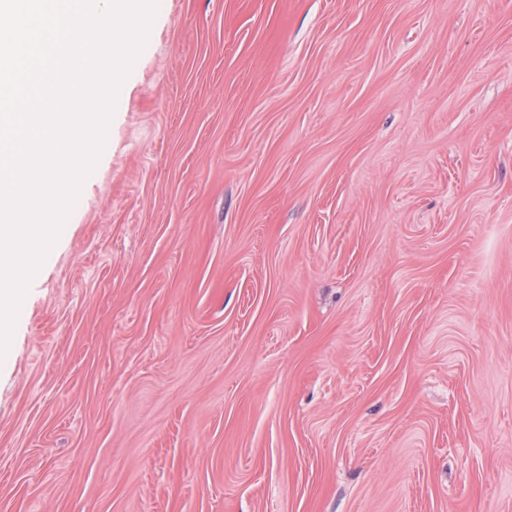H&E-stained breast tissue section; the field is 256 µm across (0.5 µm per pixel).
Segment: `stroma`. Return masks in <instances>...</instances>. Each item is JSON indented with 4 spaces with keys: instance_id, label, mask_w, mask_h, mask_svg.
Here are the masks:
<instances>
[{
    "instance_id": "stroma-1",
    "label": "stroma",
    "mask_w": 512,
    "mask_h": 512,
    "mask_svg": "<svg viewBox=\"0 0 512 512\" xmlns=\"http://www.w3.org/2000/svg\"><path fill=\"white\" fill-rule=\"evenodd\" d=\"M0 512H512V0H159Z\"/></svg>"
}]
</instances>
